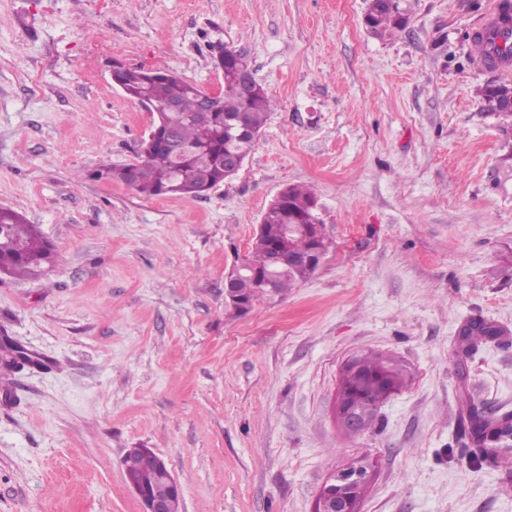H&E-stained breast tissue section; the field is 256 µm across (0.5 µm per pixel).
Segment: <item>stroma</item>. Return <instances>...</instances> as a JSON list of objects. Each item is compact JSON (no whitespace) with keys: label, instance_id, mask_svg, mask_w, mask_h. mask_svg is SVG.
<instances>
[{"label":"stroma","instance_id":"1","mask_svg":"<svg viewBox=\"0 0 512 512\" xmlns=\"http://www.w3.org/2000/svg\"><path fill=\"white\" fill-rule=\"evenodd\" d=\"M496 0H0V207L54 245L0 274V512H141L123 458L150 449L183 512H312L369 463L360 512H512V448L477 458L467 406L512 415V121L480 93L470 40ZM244 54L275 106L205 196L90 179L134 164L153 114L112 67L221 89ZM331 243L306 281L247 314L224 277L286 186ZM497 335L467 349L463 327ZM406 375L363 432L333 415L343 364ZM364 21L370 32L376 36L390 35L402 31L406 26V18L400 9L389 10L380 6L379 0H371Z\"/></svg>","mask_w":512,"mask_h":512}]
</instances>
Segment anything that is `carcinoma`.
Here are the masks:
<instances>
[{"label": "carcinoma", "instance_id": "cac0c4a2", "mask_svg": "<svg viewBox=\"0 0 512 512\" xmlns=\"http://www.w3.org/2000/svg\"><path fill=\"white\" fill-rule=\"evenodd\" d=\"M364 21L370 32L380 37L402 31L406 26V18L400 10L383 8L379 0H371ZM472 43L478 56L489 58V69L496 68L498 60L505 63L512 60V43L498 46L491 40L488 50L478 36L473 37ZM242 58V53L227 47L219 51L216 67L224 74V90L214 106L208 108L199 103L202 92L199 86L165 67L116 71L115 80L129 99L137 102L145 96L159 108L175 104L179 111L162 112L157 116L152 127L154 142L140 147L138 163L107 168L96 172L95 177L121 182L146 198L170 194L201 197L227 179L228 158L236 155L245 158L251 153L273 108L272 99L261 85H256L250 95L241 92L237 60ZM481 93L490 111L512 118V112L493 108L494 101L512 97L511 82L488 83ZM228 123L243 124L247 135L238 138L225 135L224 125ZM316 204L314 192L300 185H289L283 189L282 196L267 207L262 215L264 235L252 242L248 256L242 260L248 268V278L237 283L246 304L252 307L268 298L262 283L273 268L272 244L283 235L286 225L321 223ZM291 247L297 253L325 252L328 241L301 235L292 240ZM53 258L52 244L36 225L28 223L19 212L0 207V273L31 275ZM314 271L315 267L306 263L293 266L277 279L276 294L283 295L307 280ZM463 335L474 345L494 335V329L481 321H473ZM389 376L402 383L403 372L398 366L383 362L380 355L364 356L360 372L344 382L346 395L357 398L358 406L366 410L379 398ZM470 422L482 445L512 434L509 417L488 418L476 409L470 414ZM125 466L130 482L136 486L159 495L171 493L172 487L160 476L158 459L148 449H132Z\"/></svg>", "mask_w": 512, "mask_h": 512}]
</instances>
